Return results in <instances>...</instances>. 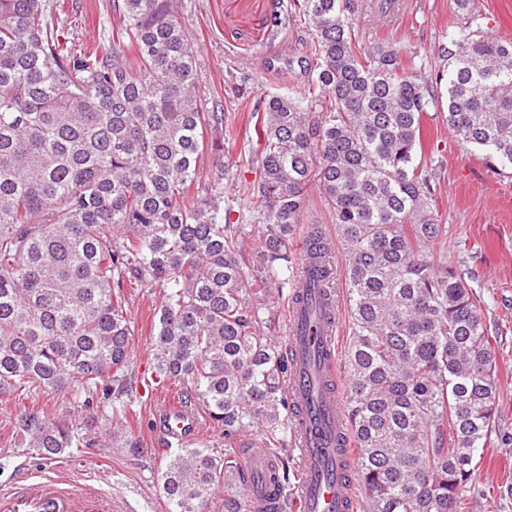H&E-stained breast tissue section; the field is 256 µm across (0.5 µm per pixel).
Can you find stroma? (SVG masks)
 I'll return each instance as SVG.
<instances>
[{
    "instance_id": "1",
    "label": "stroma",
    "mask_w": 512,
    "mask_h": 512,
    "mask_svg": "<svg viewBox=\"0 0 512 512\" xmlns=\"http://www.w3.org/2000/svg\"><path fill=\"white\" fill-rule=\"evenodd\" d=\"M396 2L399 10L392 26L360 21L359 39L369 44L394 36L417 50V70L429 75L438 63L439 44L459 21L453 0ZM273 10V0H178L179 17L197 54L200 103L205 111L224 112L230 130L223 140V153L205 154L204 170L214 169L223 154L236 161L242 173L255 169L254 122L244 107L245 99L276 94L307 79L300 62L288 59L296 43V29L287 28L274 40L268 37ZM60 20L77 48L111 50L107 32L116 25L111 0H65ZM472 20L495 37L512 39V0H475ZM434 94L422 124L420 159L436 175L434 188L445 242L442 261L467 268L472 288L483 297V318L498 350L502 416L506 428L511 429L512 210L500 209L498 198L512 194V176L491 171L481 149L463 143L449 131L442 119L445 92L438 88ZM157 296L152 288L131 285L125 290L133 330L135 388L127 399L121 428L139 439V450L130 451L117 442L94 446L104 427L100 415L94 413L76 421L85 446L67 449L53 461L32 455L12 431L15 416L32 405L60 408L66 404L63 394L34 389L0 402V486L22 474L47 472L60 464L90 477L97 488L111 493L112 512H168L158 473L172 451L164 445L152 419L167 399L181 398L184 386L175 382L159 387L149 382ZM468 499L469 512H512V444L485 450Z\"/></svg>"
}]
</instances>
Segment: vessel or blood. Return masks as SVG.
I'll return each instance as SVG.
<instances>
[{
  "mask_svg": "<svg viewBox=\"0 0 512 512\" xmlns=\"http://www.w3.org/2000/svg\"><path fill=\"white\" fill-rule=\"evenodd\" d=\"M286 342L288 398L301 472L294 508L355 512L351 463L343 448L347 425L338 389L336 320L307 318L297 302H290ZM156 425L168 443L187 442L198 429L191 412L171 404L157 411ZM246 470L252 476L255 512H282L285 492L274 481L276 459L254 450ZM0 512H112V496L61 474L30 473L0 490Z\"/></svg>",
  "mask_w": 512,
  "mask_h": 512,
  "instance_id": "b4317fda",
  "label": "vessel or blood"
}]
</instances>
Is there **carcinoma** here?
<instances>
[{
  "mask_svg": "<svg viewBox=\"0 0 512 512\" xmlns=\"http://www.w3.org/2000/svg\"><path fill=\"white\" fill-rule=\"evenodd\" d=\"M174 0H112V54L73 51L54 23L57 0H0V396L35 388L116 419L131 383L124 290L158 289L156 383L179 382L224 428L261 429L271 448L288 429V364L257 334L265 303L252 287L300 285L292 257L310 189L336 224L313 223L306 247L347 257L351 336L346 410L355 480L367 512H465L475 460L500 421L497 356L481 298L462 269L439 264L431 173L417 162L432 95L462 141L512 170V41L472 28V0L438 47L432 81L392 38L362 47L367 0H290L302 23L308 80L251 105L258 167L240 177L220 149L224 113L195 94L197 58ZM248 204L224 208V181ZM196 199L187 200L190 189ZM264 246L244 255L242 234ZM13 431L53 460L84 444L70 416L39 407ZM169 512H248L232 454L183 448L161 470Z\"/></svg>",
  "mask_w": 512,
  "mask_h": 512,
  "instance_id": "obj_1",
  "label": "carcinoma"
}]
</instances>
